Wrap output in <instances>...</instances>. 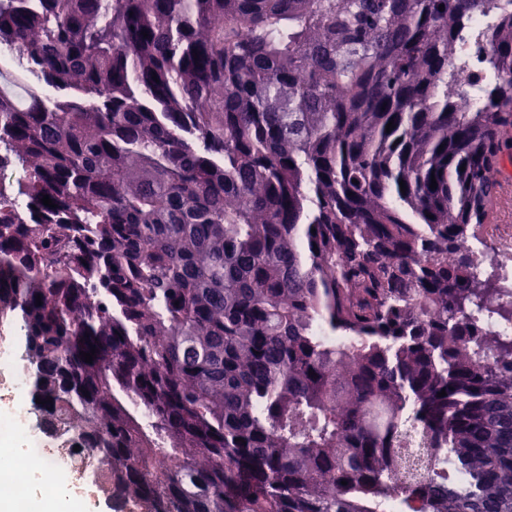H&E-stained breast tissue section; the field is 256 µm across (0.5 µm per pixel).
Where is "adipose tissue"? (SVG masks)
Returning <instances> with one entry per match:
<instances>
[{"mask_svg": "<svg viewBox=\"0 0 512 512\" xmlns=\"http://www.w3.org/2000/svg\"><path fill=\"white\" fill-rule=\"evenodd\" d=\"M52 478L41 481L40 493H33L25 464L0 469V512H58L61 497Z\"/></svg>", "mask_w": 512, "mask_h": 512, "instance_id": "obj_1", "label": "adipose tissue"}]
</instances>
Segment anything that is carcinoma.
Instances as JSON below:
<instances>
[{"mask_svg":"<svg viewBox=\"0 0 512 512\" xmlns=\"http://www.w3.org/2000/svg\"><path fill=\"white\" fill-rule=\"evenodd\" d=\"M473 14L499 83L463 112ZM17 41L0 322L115 512H512V295L468 246L512 0H0ZM487 29V20L482 16L472 17L468 26L462 31L459 38L454 42L452 60L455 63L459 57H467L473 60L477 49L478 38ZM21 324L20 320L5 322L2 326L0 324V336L5 337L2 342L0 340V348L2 346V348L9 352L11 362L16 367H19V364L22 363L20 360L19 339L20 336H23L24 332L21 329Z\"/></svg>","mask_w":512,"mask_h":512,"instance_id":"carcinoma-1","label":"carcinoma"}]
</instances>
